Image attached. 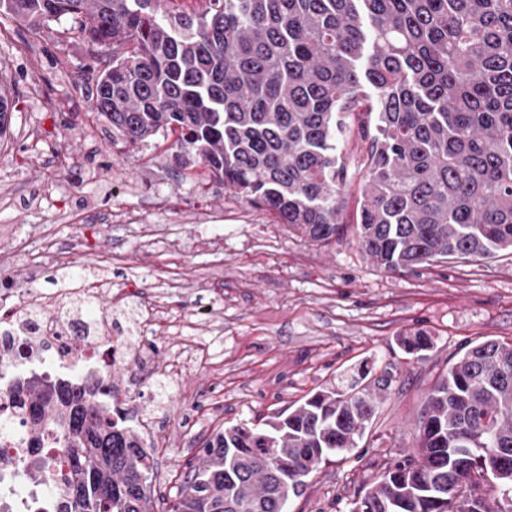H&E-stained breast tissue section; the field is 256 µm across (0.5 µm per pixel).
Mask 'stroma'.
<instances>
[{
  "mask_svg": "<svg viewBox=\"0 0 512 512\" xmlns=\"http://www.w3.org/2000/svg\"><path fill=\"white\" fill-rule=\"evenodd\" d=\"M61 18L11 23L0 39V75L14 87L12 137L0 149V253L13 262L0 293H56L72 267L107 280L108 308L140 289V340L165 363L193 347L170 400L143 386L127 404L129 425L157 447L156 512L193 449L218 425L283 411L359 363L396 379L357 448L307 479L289 512H352L382 457L408 452L414 420L437 377L466 350L512 339V253L386 272L358 248L366 141L351 135L349 183L340 198L343 236L313 243L252 208L206 173L171 168L169 140L112 147V126L91 113L92 49ZM52 235L70 263L42 249ZM433 349L411 359L395 343L416 329Z\"/></svg>",
  "mask_w": 512,
  "mask_h": 512,
  "instance_id": "1",
  "label": "stroma"
}]
</instances>
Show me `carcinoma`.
Listing matches in <instances>:
<instances>
[{
    "label": "carcinoma",
    "mask_w": 512,
    "mask_h": 512,
    "mask_svg": "<svg viewBox=\"0 0 512 512\" xmlns=\"http://www.w3.org/2000/svg\"><path fill=\"white\" fill-rule=\"evenodd\" d=\"M0 0V16L66 17L98 56L91 88L112 146L175 136L176 166L204 167L238 199L327 244L342 230L344 148L363 161L357 243L389 272L512 250V0ZM12 84L0 78V142ZM396 344L421 356L423 329ZM393 382L386 370L325 386L262 424L219 427L188 460L168 512H288L306 479L357 447ZM92 386L20 382L0 446L61 458L52 512H154V445ZM19 419L22 428L15 426ZM407 455L383 458L366 512H512V343L474 345L431 388Z\"/></svg>",
    "instance_id": "carcinoma-1"
}]
</instances>
